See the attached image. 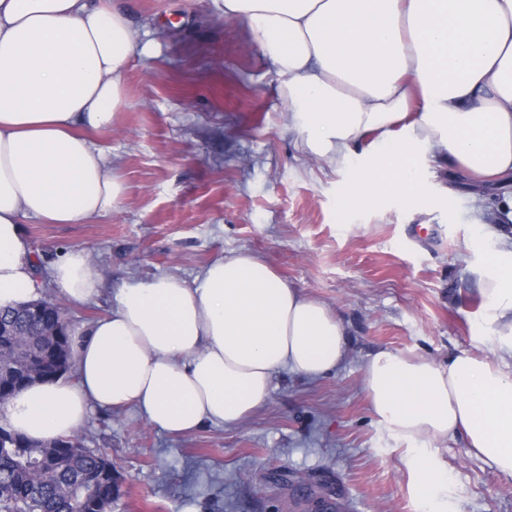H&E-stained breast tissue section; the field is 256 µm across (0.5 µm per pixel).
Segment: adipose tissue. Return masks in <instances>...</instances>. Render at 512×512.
Masks as SVG:
<instances>
[{"instance_id":"obj_1","label":"adipose tissue","mask_w":512,"mask_h":512,"mask_svg":"<svg viewBox=\"0 0 512 512\" xmlns=\"http://www.w3.org/2000/svg\"><path fill=\"white\" fill-rule=\"evenodd\" d=\"M244 21L271 63L299 144L351 171L344 200L435 206L429 154L476 180L512 176V0H214ZM152 45L112 0H0V310L38 298L43 282L76 304L103 285L87 250L59 254L41 280L24 218L85 224L124 191L103 151L77 127L108 129L124 73ZM473 241L485 256L478 292L488 355L441 362L381 349L364 389L431 512L448 470L432 441L467 446L512 478V244ZM115 306L71 336L74 377L22 389L0 425L50 442L91 408H129L169 433L236 425L267 401L277 371L315 379L347 350L338 313L287 283L258 254L209 263L197 284L129 277Z\"/></svg>"}]
</instances>
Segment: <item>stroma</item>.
<instances>
[{
	"label": "stroma",
	"instance_id": "1",
	"mask_svg": "<svg viewBox=\"0 0 512 512\" xmlns=\"http://www.w3.org/2000/svg\"><path fill=\"white\" fill-rule=\"evenodd\" d=\"M155 48L134 57L126 103L90 137L125 186L112 215L86 224L28 217L24 237L49 269L70 248L90 251L106 280L90 304L54 288L43 297L80 328L112 310L111 282L172 274L193 281L211 261L250 250L325 302L348 353L316 380L274 376L266 405L239 425L176 437L133 411L92 409L79 434L120 474L112 512H427L403 458L362 388L368 357L388 348L438 360L478 342L482 252L475 223L512 234L499 189L429 158L437 204L344 209L338 173L306 156L288 129L271 65L244 21L213 0H112ZM448 469L446 512H512V480L470 454L463 436L431 444Z\"/></svg>",
	"mask_w": 512,
	"mask_h": 512
}]
</instances>
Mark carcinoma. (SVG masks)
Returning a JSON list of instances; mask_svg holds the SVG:
<instances>
[{
	"label": "carcinoma",
	"mask_w": 512,
	"mask_h": 512,
	"mask_svg": "<svg viewBox=\"0 0 512 512\" xmlns=\"http://www.w3.org/2000/svg\"><path fill=\"white\" fill-rule=\"evenodd\" d=\"M68 312L48 299L13 310H0V389L8 399L23 389L12 367L33 371H64L70 363V337L60 336ZM48 448L25 440L24 446L0 443V512H85L95 502L112 512V485L102 481L110 461L92 453L72 437L57 456Z\"/></svg>",
	"instance_id": "1"
}]
</instances>
